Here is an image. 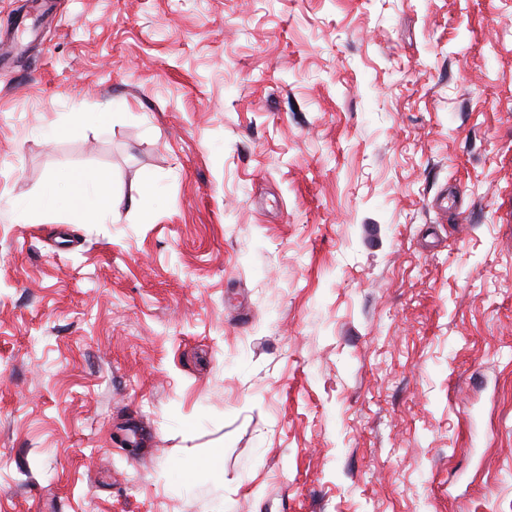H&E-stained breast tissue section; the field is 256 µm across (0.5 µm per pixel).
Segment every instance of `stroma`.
Segmentation results:
<instances>
[{"label": "stroma", "instance_id": "35a3bbf8", "mask_svg": "<svg viewBox=\"0 0 512 512\" xmlns=\"http://www.w3.org/2000/svg\"><path fill=\"white\" fill-rule=\"evenodd\" d=\"M0 512H512V0H0ZM66 203L69 222L73 224H103L109 218V194L103 188L100 176L90 171L73 173L66 182ZM89 197H94L97 206L87 207Z\"/></svg>", "mask_w": 512, "mask_h": 512}]
</instances>
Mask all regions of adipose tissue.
<instances>
[{
	"label": "adipose tissue",
	"mask_w": 512,
	"mask_h": 512,
	"mask_svg": "<svg viewBox=\"0 0 512 512\" xmlns=\"http://www.w3.org/2000/svg\"><path fill=\"white\" fill-rule=\"evenodd\" d=\"M66 201L69 221L73 224H103L109 218V195L103 188L100 176L89 171L72 174L65 188L50 184L40 201L43 208L49 209Z\"/></svg>",
	"instance_id": "ef3b65f1"
}]
</instances>
